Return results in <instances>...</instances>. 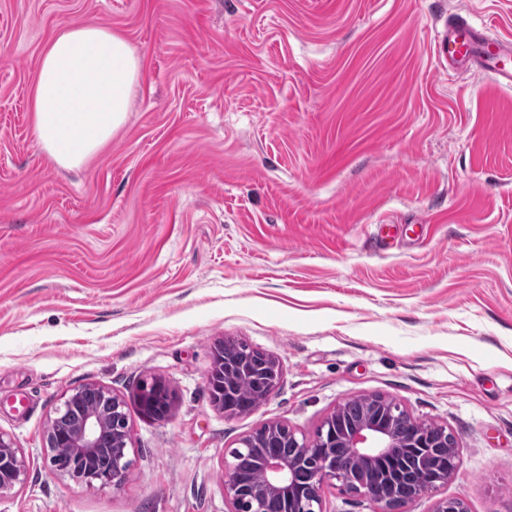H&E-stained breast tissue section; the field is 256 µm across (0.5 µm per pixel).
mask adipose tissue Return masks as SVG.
Masks as SVG:
<instances>
[{
	"label": "adipose tissue",
	"instance_id": "adipose-tissue-1",
	"mask_svg": "<svg viewBox=\"0 0 512 512\" xmlns=\"http://www.w3.org/2000/svg\"><path fill=\"white\" fill-rule=\"evenodd\" d=\"M142 70V59L120 32L96 25L60 31L36 77L39 148L60 167L83 165L125 123Z\"/></svg>",
	"mask_w": 512,
	"mask_h": 512
}]
</instances>
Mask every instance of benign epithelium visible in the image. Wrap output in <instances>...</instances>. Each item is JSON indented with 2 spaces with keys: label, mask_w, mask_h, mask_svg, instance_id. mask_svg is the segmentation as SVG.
Returning <instances> with one entry per match:
<instances>
[{
  "label": "benign epithelium",
  "mask_w": 512,
  "mask_h": 512,
  "mask_svg": "<svg viewBox=\"0 0 512 512\" xmlns=\"http://www.w3.org/2000/svg\"><path fill=\"white\" fill-rule=\"evenodd\" d=\"M237 342L226 340L214 351L213 365L208 374L212 403L234 415L228 403L237 397L238 385L244 381L252 386L253 405L257 410L279 387L283 369L280 361L268 354L264 364L235 356ZM87 392H95L107 402V408L90 411L81 419L68 420L71 410ZM365 406L362 418L349 430L339 433L336 423L345 412L338 405L321 423L314 438H297L287 425L267 423L240 443L253 451L264 481L253 487L244 481L235 461L224 460V498L228 512H259L260 502L282 497L288 512H323L321 491L324 485L337 481L351 494L370 499L381 512H404V507L432 492L448 481L459 466V448L455 436L446 429L415 419L402 404L378 394L360 396ZM139 402L151 416L169 414L172 396L165 383L155 380L140 387ZM288 443L290 453L277 448ZM53 472L66 475L88 487L122 486L128 477L129 433L125 401L106 387L88 383L64 397L56 409L45 435ZM425 449L424 461L431 471L429 480L415 483L403 496L394 495L385 476L352 474L345 461L358 458L374 467L381 460L392 458L399 448ZM60 448L68 449L72 457L85 462L84 468L62 465L56 456ZM26 460L11 436L0 431V496L25 482Z\"/></svg>",
  "instance_id": "benign-epithelium-1"
}]
</instances>
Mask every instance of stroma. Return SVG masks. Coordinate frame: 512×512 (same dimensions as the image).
Returning a JSON list of instances; mask_svg holds the SVG:
<instances>
[{
	"instance_id": "stroma-1",
	"label": "stroma",
	"mask_w": 512,
	"mask_h": 512,
	"mask_svg": "<svg viewBox=\"0 0 512 512\" xmlns=\"http://www.w3.org/2000/svg\"><path fill=\"white\" fill-rule=\"evenodd\" d=\"M453 13L512 40V0H0V431L28 464L0 512H227L243 436L313 438L367 394L457 439L405 512H512V87L441 68ZM86 24L144 70L67 170L32 94L50 40ZM227 338L283 366L237 417L207 384ZM155 379L163 418L136 402ZM88 383L126 403L117 489L50 467L48 422Z\"/></svg>"
}]
</instances>
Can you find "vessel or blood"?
Wrapping results in <instances>:
<instances>
[{"instance_id":"1","label":"vessel or blood","mask_w":512,"mask_h":512,"mask_svg":"<svg viewBox=\"0 0 512 512\" xmlns=\"http://www.w3.org/2000/svg\"><path fill=\"white\" fill-rule=\"evenodd\" d=\"M436 53L449 74H463L476 67L512 87V42L474 27L464 15L454 14L445 21L436 39Z\"/></svg>"}]
</instances>
